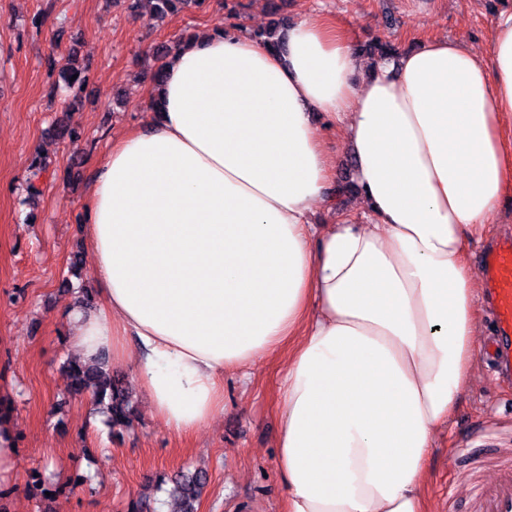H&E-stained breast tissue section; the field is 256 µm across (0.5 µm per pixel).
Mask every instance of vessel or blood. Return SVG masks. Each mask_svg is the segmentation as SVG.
<instances>
[{
    "instance_id": "obj_1",
    "label": "vessel or blood",
    "mask_w": 512,
    "mask_h": 512,
    "mask_svg": "<svg viewBox=\"0 0 512 512\" xmlns=\"http://www.w3.org/2000/svg\"><path fill=\"white\" fill-rule=\"evenodd\" d=\"M484 289L491 305L493 334L479 354L497 371L512 377V234L496 236L481 257ZM497 460L493 481L474 487L467 512H512V451L504 448H473L462 467Z\"/></svg>"
}]
</instances>
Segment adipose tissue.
<instances>
[{"label":"adipose tissue","mask_w":512,"mask_h":512,"mask_svg":"<svg viewBox=\"0 0 512 512\" xmlns=\"http://www.w3.org/2000/svg\"><path fill=\"white\" fill-rule=\"evenodd\" d=\"M286 44L218 28L170 58L162 111L92 174L101 304L66 307L67 342L131 364L188 433L223 411L226 372L294 340L284 512H427L434 436L478 351L466 251L512 192V12L485 58L442 38L364 73L345 34L308 20ZM336 128L372 219L317 230Z\"/></svg>","instance_id":"adipose-tissue-1"}]
</instances>
